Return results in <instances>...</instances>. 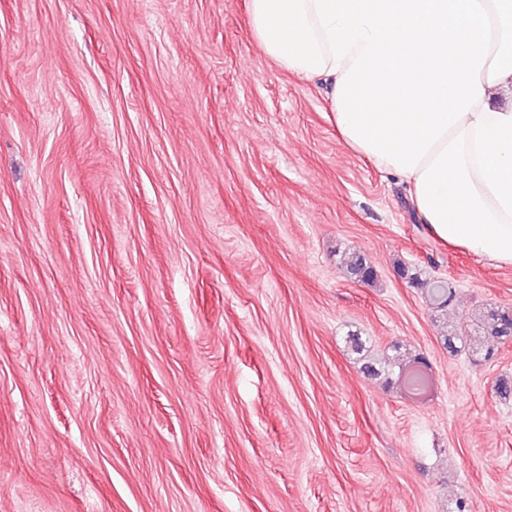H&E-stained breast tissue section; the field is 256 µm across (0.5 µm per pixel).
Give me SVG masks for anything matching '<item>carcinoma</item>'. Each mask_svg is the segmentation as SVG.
Segmentation results:
<instances>
[{
  "instance_id": "cac0c4a2",
  "label": "carcinoma",
  "mask_w": 512,
  "mask_h": 512,
  "mask_svg": "<svg viewBox=\"0 0 512 512\" xmlns=\"http://www.w3.org/2000/svg\"><path fill=\"white\" fill-rule=\"evenodd\" d=\"M346 271L350 278L363 283L375 280L376 272L371 263L363 255H355L346 262ZM402 278L420 288L427 289L429 299L435 307L443 309L448 307V300L453 289L441 281H435L422 276V271L415 267L403 266L400 268ZM477 334L462 336L454 324L446 326L443 334L444 345L449 351L455 352L461 346L467 348L475 356H484L489 359L494 354L492 342L506 344L512 341V308L492 307L480 310L473 314ZM365 371L371 376H390L393 374V364L390 359L372 360L364 363Z\"/></svg>"
}]
</instances>
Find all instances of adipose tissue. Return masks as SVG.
Masks as SVG:
<instances>
[{
    "label": "adipose tissue",
    "mask_w": 512,
    "mask_h": 512,
    "mask_svg": "<svg viewBox=\"0 0 512 512\" xmlns=\"http://www.w3.org/2000/svg\"><path fill=\"white\" fill-rule=\"evenodd\" d=\"M265 54L331 82L344 143L445 245L512 268V0H249Z\"/></svg>",
    "instance_id": "obj_1"
}]
</instances>
